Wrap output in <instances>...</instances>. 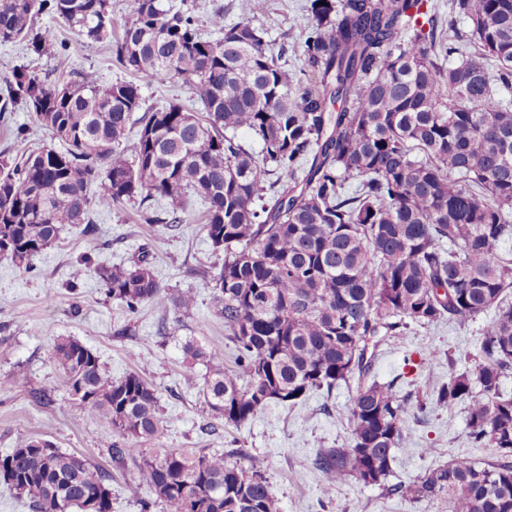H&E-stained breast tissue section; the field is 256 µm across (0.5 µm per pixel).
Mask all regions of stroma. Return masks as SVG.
Masks as SVG:
<instances>
[{
    "label": "stroma",
    "instance_id": "35a3bbf8",
    "mask_svg": "<svg viewBox=\"0 0 512 512\" xmlns=\"http://www.w3.org/2000/svg\"><path fill=\"white\" fill-rule=\"evenodd\" d=\"M307 0H266V11L251 17L247 0H187L200 19L223 10L224 20L236 23L252 19L267 28L273 47L289 50L288 69L300 66L296 47L302 38ZM57 41L44 55L28 53L22 44L0 43V95L13 70L24 67L39 73L94 72L107 85L129 79V72L115 67L108 44H87L63 23L43 18ZM25 127L24 139L14 132ZM51 138L33 119L24 104L0 114V151H30ZM140 205L130 201L91 216L89 232L64 228L59 241L33 259L30 270L15 268L0 259V378L24 375L41 387L47 402L32 399L24 385L0 389V456L29 437L54 443L102 465L112 473V512H141L147 489L132 466L117 467L107 446L109 429L84 414L61 389L60 372L51 358L55 340L71 336L91 347L100 357L103 371L112 379L135 372L151 383L158 394L164 431L146 442L148 452L180 449L191 454L241 448L263 457L267 480L278 512H448L445 505L428 500H409L389 494L385 488L367 486L349 477L322 493L319 475L312 467L318 449L342 448L351 432L346 419L356 392L355 384H342L332 392H311L289 406L272 404L240 426L224 424L203 403L198 389L186 377H204L202 363L185 359L182 347L195 341L220 354L233 365L236 350L224 333V322L214 308L213 290L202 271L217 274L223 253L215 251L202 229L204 205L196 198L186 206L185 222L172 230L163 224H143ZM150 250L154 272L170 296L190 291L196 305L176 314L174 307L146 305L131 315L106 299L103 288L87 277L71 287V273L80 257L115 265ZM481 315L463 329L448 323L411 325L405 335L382 342L372 363V375L381 383H393L397 394L420 386L447 382L449 376L471 368L488 322ZM169 333L159 336L160 323ZM131 325L135 336L116 330ZM436 356L423 360L422 352ZM464 404L448 407L427 401L424 412L409 411L404 417V439L395 454L389 483L411 482L453 457L468 455L488 460L491 448L472 447L467 437Z\"/></svg>",
    "mask_w": 512,
    "mask_h": 512
}]
</instances>
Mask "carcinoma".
Segmentation results:
<instances>
[{
	"label": "carcinoma",
	"mask_w": 512,
	"mask_h": 512,
	"mask_svg": "<svg viewBox=\"0 0 512 512\" xmlns=\"http://www.w3.org/2000/svg\"><path fill=\"white\" fill-rule=\"evenodd\" d=\"M427 0H310L303 66L288 72L249 21L209 18L212 36L174 0H125L111 43L121 68L177 79L204 107L146 108L140 85L13 71L0 113L23 101L64 143L0 152V259L19 269L55 245L65 226L140 198L145 224H181L183 197L205 205V231L224 251L214 277L216 314L235 345L234 367L188 341L207 367L209 409L239 426L268 405H295L358 377L351 440L322 448L312 467L322 489L347 476L382 486L403 440L409 395L369 379L368 342L410 324L465 327L495 309L474 366L431 393L466 407L468 438L494 461L456 457L418 480L388 486L448 512H512V0H450L448 38ZM43 15L87 42L112 37V0H0V42L38 55L54 46ZM464 19L467 31L456 22ZM138 129L127 144L133 113ZM261 144L255 155L239 138ZM275 180L264 187L265 177ZM130 314L164 308L167 294L143 252L119 265L75 267ZM52 359L61 387L115 440L113 462L137 469L150 493L142 512H277L264 458L232 448L150 455L139 443L163 429L157 391L135 372L114 380L73 337ZM29 437L0 457V478L34 512H112V474Z\"/></svg>",
	"instance_id": "obj_1"
}]
</instances>
